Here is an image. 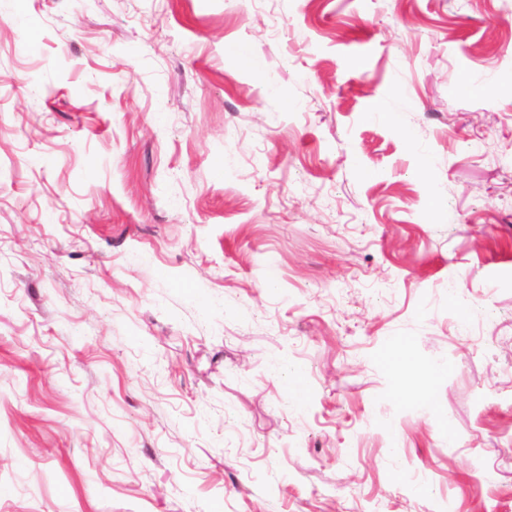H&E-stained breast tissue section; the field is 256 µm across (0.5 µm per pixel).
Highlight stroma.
I'll return each mask as SVG.
<instances>
[{
  "label": "stroma",
  "mask_w": 512,
  "mask_h": 512,
  "mask_svg": "<svg viewBox=\"0 0 512 512\" xmlns=\"http://www.w3.org/2000/svg\"><path fill=\"white\" fill-rule=\"evenodd\" d=\"M0 512H512V0H0Z\"/></svg>",
  "instance_id": "stroma-1"
}]
</instances>
